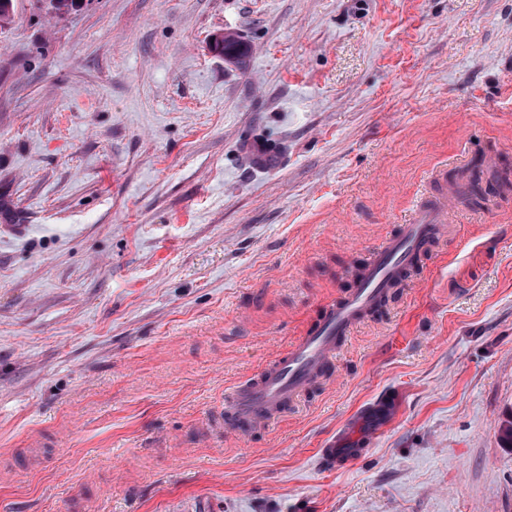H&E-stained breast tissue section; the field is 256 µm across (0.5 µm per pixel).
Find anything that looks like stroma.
<instances>
[{
	"instance_id": "1",
	"label": "stroma",
	"mask_w": 512,
	"mask_h": 512,
	"mask_svg": "<svg viewBox=\"0 0 512 512\" xmlns=\"http://www.w3.org/2000/svg\"><path fill=\"white\" fill-rule=\"evenodd\" d=\"M14 4L0 512H512V188L451 201L331 372L224 429L424 194L478 158L512 180V0ZM226 31L245 68L209 51ZM364 434L361 424H358L348 429L339 444L333 445L338 446V448H327L328 452H330L331 456H333L336 461V469L351 462L366 449L359 447L365 437Z\"/></svg>"
}]
</instances>
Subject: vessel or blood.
<instances>
[{"label": "vessel or blood", "mask_w": 512, "mask_h": 512, "mask_svg": "<svg viewBox=\"0 0 512 512\" xmlns=\"http://www.w3.org/2000/svg\"><path fill=\"white\" fill-rule=\"evenodd\" d=\"M448 221L446 198L413 208L399 235L386 239L372 252L358 282L346 296L328 305L313 327L288 351L270 362L252 382L238 387L224 411V423L235 429L267 425L295 400L333 359L337 346L415 259L429 252L441 226ZM361 426L349 428L330 454L344 466L361 453Z\"/></svg>", "instance_id": "b4317fda"}]
</instances>
